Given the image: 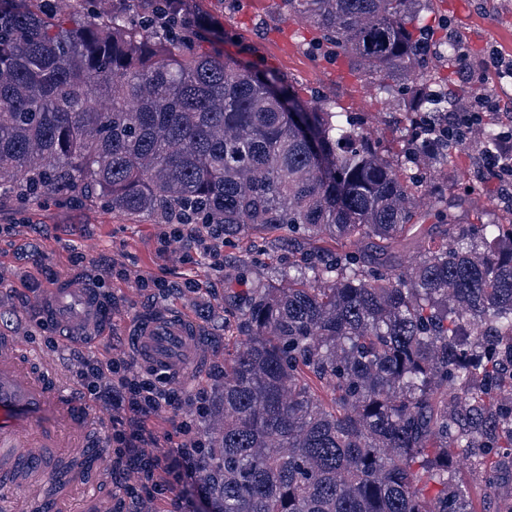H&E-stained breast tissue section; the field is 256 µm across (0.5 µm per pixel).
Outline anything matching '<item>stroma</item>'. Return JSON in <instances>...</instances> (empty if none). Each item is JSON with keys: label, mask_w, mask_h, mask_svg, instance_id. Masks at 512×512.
Segmentation results:
<instances>
[{"label": "stroma", "mask_w": 512, "mask_h": 512, "mask_svg": "<svg viewBox=\"0 0 512 512\" xmlns=\"http://www.w3.org/2000/svg\"><path fill=\"white\" fill-rule=\"evenodd\" d=\"M233 11L207 0L208 12L251 44L255 56L281 73L302 96L316 94L325 104L347 113L380 149L401 157L399 136L413 108L411 97L389 106L375 89L361 81L347 64L317 59L308 45L316 31L308 22L275 9L274 0H243ZM430 20L447 23L449 40H464L471 56L494 48L512 58V0H427ZM472 162L464 150L451 154L448 164L421 167L429 185L442 188L448 208L462 224L501 220L494 189L471 175ZM0 332L27 340L43 349L42 331L30 313L32 303L51 287L58 275L88 284L102 279L99 293L109 301V334L126 350V336L139 316L161 309H180L192 316L203 344L223 354L235 341L234 328L225 327L226 310L245 309L252 288L267 284L271 264L316 250L305 240L288 241L265 231H246L225 242L216 255L183 263L178 253L160 250L163 225L146 218L117 217L76 200L67 205L45 203L20 207L0 202ZM157 278L162 288L142 289L140 278Z\"/></svg>", "instance_id": "obj_1"}]
</instances>
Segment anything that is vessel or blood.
Listing matches in <instances>:
<instances>
[{
  "instance_id": "1",
  "label": "vessel or blood",
  "mask_w": 512,
  "mask_h": 512,
  "mask_svg": "<svg viewBox=\"0 0 512 512\" xmlns=\"http://www.w3.org/2000/svg\"><path fill=\"white\" fill-rule=\"evenodd\" d=\"M38 309L69 333L105 322L99 296L65 276ZM132 346L139 365L167 372L177 384L210 357L195 323L172 310L140 318ZM106 426L54 359L0 335V475L15 488L49 496L57 512H71L74 491L99 471Z\"/></svg>"
}]
</instances>
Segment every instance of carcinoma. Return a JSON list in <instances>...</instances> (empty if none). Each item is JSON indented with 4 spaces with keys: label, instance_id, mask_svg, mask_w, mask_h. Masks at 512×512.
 <instances>
[{
    "label": "carcinoma",
    "instance_id": "obj_1",
    "mask_svg": "<svg viewBox=\"0 0 512 512\" xmlns=\"http://www.w3.org/2000/svg\"><path fill=\"white\" fill-rule=\"evenodd\" d=\"M0 0V200L83 196L153 224L330 240L252 291L204 449L206 512H477L512 462V224L420 212L422 186L347 113L224 54L202 0ZM420 0H280L379 98L448 110ZM109 107L97 109L100 99ZM417 266L396 249L428 216ZM370 249L357 252L362 241ZM288 287H276V279Z\"/></svg>",
    "mask_w": 512,
    "mask_h": 512
}]
</instances>
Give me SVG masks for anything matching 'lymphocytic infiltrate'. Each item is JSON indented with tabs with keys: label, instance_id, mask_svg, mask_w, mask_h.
<instances>
[{
	"label": "lymphocytic infiltrate",
	"instance_id": "lymphocytic-infiltrate-1",
	"mask_svg": "<svg viewBox=\"0 0 512 512\" xmlns=\"http://www.w3.org/2000/svg\"><path fill=\"white\" fill-rule=\"evenodd\" d=\"M456 71L469 82L491 73L512 79V61L495 51L474 60L462 50ZM490 122L497 138L486 144L479 133ZM425 127L427 151L467 149L479 180L493 185L498 200L512 207V112L503 109L495 93H481L462 105L449 103L447 113L426 118ZM223 240L220 224L191 233L175 224L163 238L187 263ZM104 351L101 359L73 352L69 375L88 399L101 404L110 422L107 459L119 488L112 512H197L205 494L200 472L208 445L198 424L211 412V394L204 388L188 393L157 370L136 368L112 342H105Z\"/></svg>",
	"mask_w": 512,
	"mask_h": 512
}]
</instances>
